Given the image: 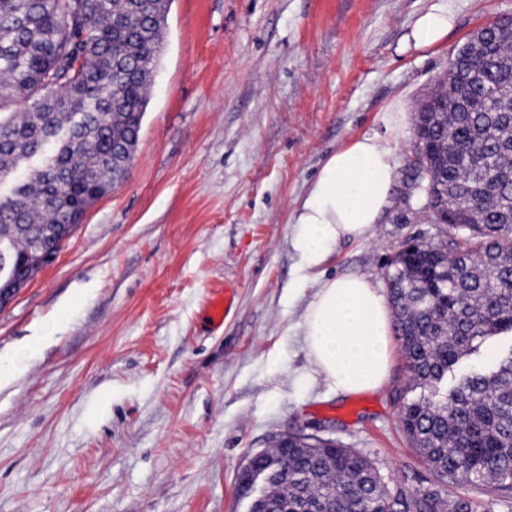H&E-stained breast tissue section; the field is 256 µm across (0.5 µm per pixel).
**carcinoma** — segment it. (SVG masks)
Returning <instances> with one entry per match:
<instances>
[{
	"label": "carcinoma",
	"mask_w": 512,
	"mask_h": 512,
	"mask_svg": "<svg viewBox=\"0 0 512 512\" xmlns=\"http://www.w3.org/2000/svg\"><path fill=\"white\" fill-rule=\"evenodd\" d=\"M170 0H0V273L41 268L49 224H74L124 180L112 149L135 147L159 64ZM471 79L429 97L434 122L421 167L428 217L446 239L404 249L386 271L409 376L400 420L432 483L391 490L366 457L289 451L270 512H476L467 484L512 501V352L448 384L487 338L512 334V29L492 22ZM121 104L112 106V94Z\"/></svg>",
	"instance_id": "carcinoma-1"
}]
</instances>
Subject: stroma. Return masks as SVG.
<instances>
[{"mask_svg":"<svg viewBox=\"0 0 512 512\" xmlns=\"http://www.w3.org/2000/svg\"><path fill=\"white\" fill-rule=\"evenodd\" d=\"M430 0H172L123 183L99 199L0 307V357L39 351L0 384V512H244L236 476L289 432L368 458L389 487L433 479L402 431L399 342L383 387L336 397L307 356L292 214L327 156L363 135L399 142V178L369 239L326 276L386 288L409 237L446 227L407 192L417 110L480 26L512 0H450L456 21L403 50ZM405 105L401 128L382 112ZM236 291L220 329L205 305Z\"/></svg>","mask_w":512,"mask_h":512,"instance_id":"obj_1","label":"stroma"}]
</instances>
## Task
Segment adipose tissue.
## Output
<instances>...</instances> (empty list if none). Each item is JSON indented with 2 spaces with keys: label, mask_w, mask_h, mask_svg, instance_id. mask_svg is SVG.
<instances>
[{
  "label": "adipose tissue",
  "mask_w": 512,
  "mask_h": 512,
  "mask_svg": "<svg viewBox=\"0 0 512 512\" xmlns=\"http://www.w3.org/2000/svg\"><path fill=\"white\" fill-rule=\"evenodd\" d=\"M454 21L447 0H433L413 24L414 48L440 43ZM397 179L398 146L390 140L364 136L330 155L293 215L291 244L301 271L321 268L342 241L367 239ZM300 326L309 358L337 395L371 391L386 379L391 310L367 278L346 273L323 280Z\"/></svg>",
  "instance_id": "obj_1"
}]
</instances>
